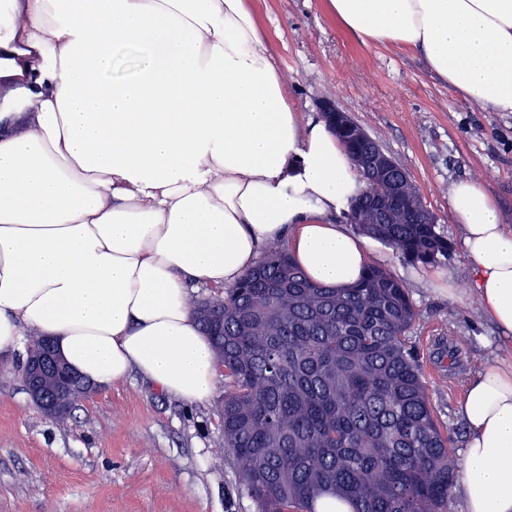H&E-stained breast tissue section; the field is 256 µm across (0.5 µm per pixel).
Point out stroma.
<instances>
[{"instance_id": "stroma-1", "label": "stroma", "mask_w": 512, "mask_h": 512, "mask_svg": "<svg viewBox=\"0 0 512 512\" xmlns=\"http://www.w3.org/2000/svg\"><path fill=\"white\" fill-rule=\"evenodd\" d=\"M270 36L288 98L304 117L333 102L411 175L451 249L434 264L402 260L370 243L372 264L405 281L418 316L410 332L439 420L456 450L466 432L459 405L489 362H512V343L484 315L461 230L449 207L455 181L480 182L512 226V112L463 100L403 49L365 46L320 0H254ZM457 290L448 296L447 287ZM465 341L452 354V337ZM24 351L0 355V512H257L238 492L224 445L216 389L188 404L132 376L95 389L57 425L22 382Z\"/></svg>"}]
</instances>
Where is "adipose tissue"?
Returning a JSON list of instances; mask_svg holds the SVG:
<instances>
[{"label":"adipose tissue","mask_w":512,"mask_h":512,"mask_svg":"<svg viewBox=\"0 0 512 512\" xmlns=\"http://www.w3.org/2000/svg\"><path fill=\"white\" fill-rule=\"evenodd\" d=\"M366 46L423 56L512 112V0H323ZM324 120L288 100L252 0H0V352L50 339L96 388L138 374L188 403L221 375L193 312L280 246L354 286L368 242L333 216L364 190ZM483 311L512 334V228L455 182ZM465 512H512V364L460 404Z\"/></svg>","instance_id":"ef3b65f1"}]
</instances>
